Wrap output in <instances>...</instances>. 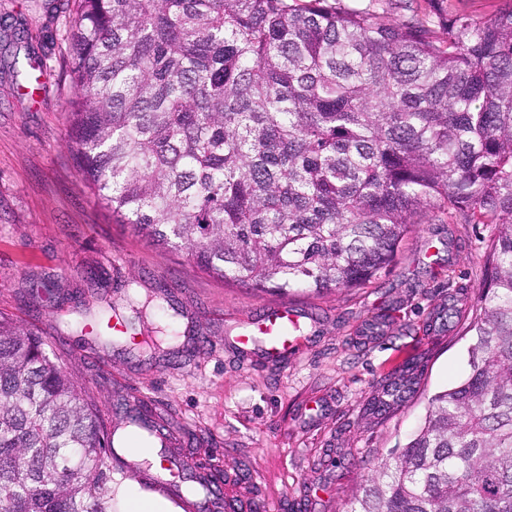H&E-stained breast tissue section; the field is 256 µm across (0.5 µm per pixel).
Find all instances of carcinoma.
Instances as JSON below:
<instances>
[{
	"mask_svg": "<svg viewBox=\"0 0 512 512\" xmlns=\"http://www.w3.org/2000/svg\"><path fill=\"white\" fill-rule=\"evenodd\" d=\"M398 22L340 0H46L68 15L76 167L100 206L224 283L361 288L433 205L492 224L469 372L346 512H512V0ZM13 77L40 83L43 58ZM459 300L435 315L445 328ZM400 375L377 415L414 392ZM129 424L155 435L151 410ZM108 428L0 316V512H112Z\"/></svg>",
	"mask_w": 512,
	"mask_h": 512,
	"instance_id": "1",
	"label": "carcinoma"
}]
</instances>
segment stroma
<instances>
[{
	"instance_id": "1",
	"label": "stroma",
	"mask_w": 512,
	"mask_h": 512,
	"mask_svg": "<svg viewBox=\"0 0 512 512\" xmlns=\"http://www.w3.org/2000/svg\"><path fill=\"white\" fill-rule=\"evenodd\" d=\"M65 24L35 0H0V314L42 335L113 426L125 428L126 411L141 405L161 415L172 470L215 476L222 497L263 512H343L414 431L429 397L465 378L470 336L431 320L449 294L481 292L492 225L418 218L392 266L364 288L282 294L219 282L113 222L83 183L68 146ZM9 26L15 39L3 36ZM25 49L49 55L32 95L9 72ZM163 286L170 297L137 324L176 329L161 351L95 340L90 328L109 309L135 316ZM277 305L302 314L309 345L281 362L237 350V331ZM378 316L382 336L366 338ZM410 362L414 393L385 416L369 415L368 400ZM146 466L135 454L113 463V512H127V488L155 499L142 486Z\"/></svg>"
}]
</instances>
